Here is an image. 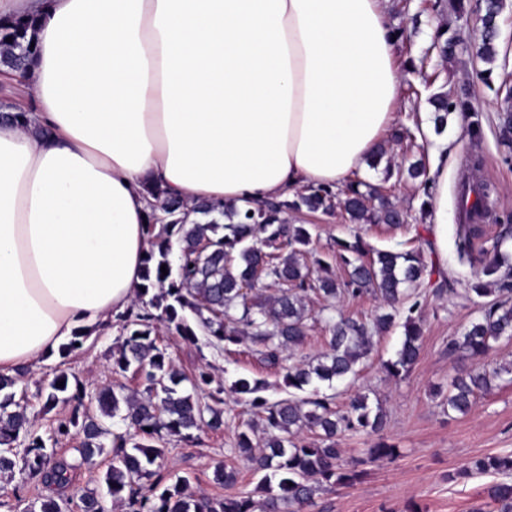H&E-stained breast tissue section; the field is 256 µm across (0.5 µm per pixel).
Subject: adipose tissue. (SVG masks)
<instances>
[{"mask_svg":"<svg viewBox=\"0 0 512 512\" xmlns=\"http://www.w3.org/2000/svg\"><path fill=\"white\" fill-rule=\"evenodd\" d=\"M33 18L27 126L0 123V373L141 282L147 185L263 204L363 170L402 77L384 0H0Z\"/></svg>","mask_w":512,"mask_h":512,"instance_id":"ef3b65f1","label":"adipose tissue"}]
</instances>
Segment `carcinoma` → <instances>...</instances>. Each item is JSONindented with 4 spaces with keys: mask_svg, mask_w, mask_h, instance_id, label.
<instances>
[{
    "mask_svg": "<svg viewBox=\"0 0 512 512\" xmlns=\"http://www.w3.org/2000/svg\"><path fill=\"white\" fill-rule=\"evenodd\" d=\"M499 10V0H485L484 37L477 55L488 62L494 56ZM35 25L30 19L0 23L3 71L27 77L36 52L31 47ZM431 105L438 131L446 124L450 108L467 109L466 102H454L446 93L435 95ZM146 190L156 200L145 225L150 248L134 305L117 318L123 341L112 352L113 371L134 369L143 390L109 385L90 397L83 383L56 371L36 392L45 411L60 403L73 405L54 434L66 436L74 431L81 436L77 452L84 464L94 465L104 454L111 456L104 483L112 501L126 506L127 512H308L323 488L353 486L360 474L342 461L336 436L347 431L378 434L385 426V414L365 396L352 399L341 413L320 385L331 387L355 373L359 361L372 351V332L386 331L394 317L382 315L370 328L336 314V299L372 294L405 313L401 348L396 359L384 363V370L398 377L410 372L420 354L421 302L415 299V290L435 273L439 277L435 294L454 295L457 289L428 264L422 248L372 251L358 237L337 242L339 258L349 268L348 278L339 281L321 258L307 262L309 230L304 224L288 222L287 215L304 209L331 213L339 207L355 224L399 226L406 221L403 210L379 187L361 182L348 184L338 194L311 187L291 201L274 200L258 207L248 201L241 206L207 202L190 206L164 196L154 185ZM487 198L482 185H460V212L472 219L458 228L457 248L462 256L472 255L474 240L479 238L475 223L482 222L488 211ZM189 210L195 215L192 221L186 217ZM481 253L479 281L467 292L492 291L496 300L460 335L448 340V354L472 360L484 357L500 340L512 339V266L502 254L490 257L485 249ZM163 265L166 275L161 272ZM264 280L283 288L276 296L263 297L257 288ZM311 293L324 301L328 349L290 364L283 376L285 387L308 396L272 401L261 395L265 386L259 380L240 377L232 384V391L260 420L243 424L235 451L252 463L254 472L262 474L257 485L261 497L195 499L187 492L186 480L164 483V437L190 441L194 432L205 428L224 430V387L208 391L207 400H202L199 392L212 384L210 373L202 369L190 378L179 371L166 349L157 344L158 325L188 344L196 346L202 341L219 352L226 344L247 339L259 347L265 362L276 366L284 353L297 351L305 343L309 330L306 300ZM505 375L512 382L511 362L492 370H456L448 384V409L468 413L477 395L488 392ZM184 383L190 388L182 387ZM16 384V377L0 374V477H11L18 470L46 485L65 487L73 465L46 450L23 404L26 394H17ZM258 426L265 434L268 453L256 452L253 444ZM306 430L318 433V439H299ZM511 473V453L475 457L466 469L469 476ZM237 478L234 468L219 465L214 470V480L224 487L236 484ZM487 496L498 512H512V482L492 484ZM76 508L103 512L104 505L98 497L82 494Z\"/></svg>",
    "mask_w": 512,
    "mask_h": 512,
    "instance_id": "carcinoma-1",
    "label": "carcinoma"
}]
</instances>
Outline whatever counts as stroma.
Segmentation results:
<instances>
[{"mask_svg": "<svg viewBox=\"0 0 512 512\" xmlns=\"http://www.w3.org/2000/svg\"><path fill=\"white\" fill-rule=\"evenodd\" d=\"M478 0H388L387 16L392 30L400 37L395 61L402 70V85L395 108L393 125L382 141L387 153L383 163L367 168L363 181L381 186L383 193L406 213V225L354 224L343 211L334 215H296L295 221L307 225L312 246L319 254H330L337 241L361 237L380 250L411 249L414 235H421L427 257H439L457 293L436 297L430 286L420 289L423 338L417 363L404 376L392 377L383 370L384 362L395 359L404 339V319L396 317L390 329L375 334L374 347L363 359L351 379L335 384L337 409H345L352 397L365 395L370 402L381 403L386 413L385 440L395 445L392 458L366 461L363 479L348 488H331L318 493L313 512H408L419 505L422 512H475L485 506L487 488L496 483L493 475L461 477L471 458L512 452V383L499 382L489 393L478 396L465 415L448 413L441 395L448 390L454 367H471L472 362L448 353V341L458 335L492 296L465 295V288L477 280L478 264L459 260L457 229L459 209L457 190L464 180L483 182L491 189L486 233L480 244L485 249L499 248L512 258V236L504 237L512 225V147L501 142L500 124L504 113L512 112V100L506 89L512 87V0H502L498 18L499 36L496 56L486 62L476 54L482 28ZM448 26L455 42L450 58H442L434 45L438 27ZM448 93L451 99L470 102V110H454L442 132H435L429 99L436 93ZM420 122L422 133L415 147L393 139L397 127ZM449 141L448 181L442 190L448 198L447 222L436 228L424 210L426 200L416 183L400 179L399 167L419 155L433 157L435 146ZM119 330L94 329L82 346L68 357L51 353L39 364L27 368L19 386L30 394L29 412L36 429L49 436L70 406L58 405L52 411L42 409L34 394L46 384L54 370L61 369L78 378L88 388L120 382L135 389L139 381L133 373L116 375L112 371V352L121 342ZM159 344L166 348L174 365L193 374L207 367L214 382L223 384L224 429L199 432L190 442L170 437L163 470L170 480L184 479L198 497L253 494L259 482L249 462L234 452L241 422L251 419L247 407L238 403L231 390L240 377L266 383V397L281 399L288 390L281 368L267 365L250 342L225 345L223 352L196 349L179 338L161 334ZM79 436L59 439L55 453L75 463L70 495L91 493L105 497L103 475L110 463L102 456L95 466L80 464ZM236 468L238 481L231 487H219L213 481L217 465ZM50 490L40 480L24 475L0 478V512H34Z\"/></svg>", "mask_w": 512, "mask_h": 512, "instance_id": "obj_1", "label": "stroma"}]
</instances>
